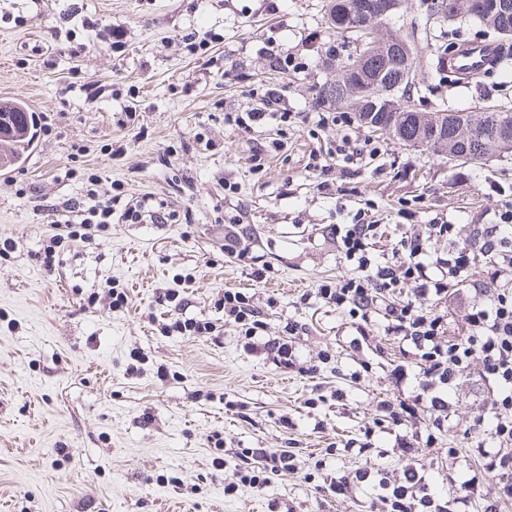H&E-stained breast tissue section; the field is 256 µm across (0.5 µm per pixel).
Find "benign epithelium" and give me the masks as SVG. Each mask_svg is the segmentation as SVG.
Returning <instances> with one entry per match:
<instances>
[{
	"label": "benign epithelium",
	"mask_w": 512,
	"mask_h": 512,
	"mask_svg": "<svg viewBox=\"0 0 512 512\" xmlns=\"http://www.w3.org/2000/svg\"><path fill=\"white\" fill-rule=\"evenodd\" d=\"M397 7L395 0H381L376 5L371 0H360L353 11V24L368 34L365 56H375L387 66L399 69L397 83L383 78V74L367 71V68L356 64L336 70V78L331 82L337 97L350 104L355 112L363 116H372L376 112L390 115L388 128L393 130L409 113L418 115L417 141H433L437 134L435 117L427 116L420 111L416 101L404 103L399 98L402 87L412 82L413 71L406 66L409 54L407 42L403 38L379 33V20ZM467 127L459 128L454 155L466 157L472 163L482 162V158L471 150Z\"/></svg>",
	"instance_id": "obj_1"
}]
</instances>
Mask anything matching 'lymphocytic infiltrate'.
<instances>
[{"label":"lymphocytic infiltrate","instance_id":"f902f5d3","mask_svg":"<svg viewBox=\"0 0 512 512\" xmlns=\"http://www.w3.org/2000/svg\"><path fill=\"white\" fill-rule=\"evenodd\" d=\"M88 196L93 204L82 207L80 201H68L70 209H82L79 223L65 225L62 233L47 241L39 251L46 268L59 265L66 240L89 229L106 231L113 219L139 224L143 219L168 221V214L148 210L145 199L129 198L121 213H114L115 198L111 188L102 186L99 177L86 176ZM346 260L356 262V275L339 281H325L313 291L314 298L348 311L358 319L357 335L349 345L363 349L368 336L365 330L373 314L383 312L385 330L398 344L402 356L393 363L390 376L399 394L379 401L373 424L364 426L362 438L354 449L361 466L332 479L328 494L334 498L353 496L363 485L376 490L377 512H452V503L466 504L480 489L483 477L493 479L484 512H502L512 505V206L506 207L496 224H432L427 234L400 240L395 260L372 262L368 246L375 227L362 214L351 223L332 228ZM447 238L448 255L431 258L428 237ZM494 257L493 269L482 281L471 279L476 254ZM414 288L413 301L395 304L384 302L386 292L398 284ZM458 297L466 303L467 335L446 338L440 315L431 302ZM173 311L159 325L163 335L209 336L215 325L183 313L178 292L162 295ZM221 303L224 320L240 328L244 351L263 354L277 365L293 368L299 362L293 337L297 324H289L288 335L271 336L260 311L250 296L225 290ZM477 374L479 395L484 404L474 421L477 436L470 453L477 463L473 474L457 486L455 500L436 495L431 489L429 471L422 462L423 449L433 442V435L423 434L418 425L424 414L434 416V428L448 419V395L461 380ZM392 437L400 466L386 469L371 454L376 433ZM215 456L214 466L235 460L232 474L224 479V495L241 497L245 491L267 488L273 477L301 469L297 453L290 449L276 452L264 448H225L221 433L209 438Z\"/></svg>","mask_w":512,"mask_h":512}]
</instances>
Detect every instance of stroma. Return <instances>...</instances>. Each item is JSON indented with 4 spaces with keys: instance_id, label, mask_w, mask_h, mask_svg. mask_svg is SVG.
I'll list each match as a JSON object with an SVG mask.
<instances>
[{
    "instance_id": "1",
    "label": "stroma",
    "mask_w": 512,
    "mask_h": 512,
    "mask_svg": "<svg viewBox=\"0 0 512 512\" xmlns=\"http://www.w3.org/2000/svg\"><path fill=\"white\" fill-rule=\"evenodd\" d=\"M328 2L0 0V102L24 103L37 123L31 149L0 179V238L16 243L0 258V512H267L272 498L293 512H373L371 490L328 501L321 489L360 465L345 446L375 420L379 400L396 396L389 371L399 349L377 314L368 349L353 351L348 314L301 296L356 274L330 228L357 209L378 226L374 260L392 258L401 238L431 224L498 223L512 204V158L452 161L357 120L338 122L339 107L318 90L336 76L327 59H346L354 45L328 23ZM433 3L405 0L384 29L415 26L433 45L453 34L494 41L476 20L433 19ZM193 30L212 37L207 52L189 50L183 37ZM506 46L507 62L466 84L423 65L415 81L423 111L512 105V39ZM268 92L296 115L277 151L276 127L224 121ZM343 137L376 146L377 156L343 162L334 152ZM314 155L317 171L308 166ZM82 168L186 222L89 233L69 241L47 273L37 253L65 219L56 206L85 197L70 175ZM231 223L241 237L233 255L224 250ZM254 265L268 267L266 281L252 280ZM113 286L126 290L127 310L109 309ZM89 289L100 294L92 306L81 299ZM168 289L216 332L161 335ZM228 289L251 296L269 335L299 324L300 369L242 349L218 305ZM135 354L142 372L131 376ZM365 360L369 372L352 381ZM314 364L319 372L306 374ZM336 388L344 404L329 400ZM321 394L326 403L306 407ZM478 412L470 378L424 451L444 496L475 466L468 448ZM285 414L295 429L282 426ZM217 430L228 447L292 448L308 466L323 449L337 455L314 479L278 476L228 499L208 446Z\"/></svg>"
}]
</instances>
